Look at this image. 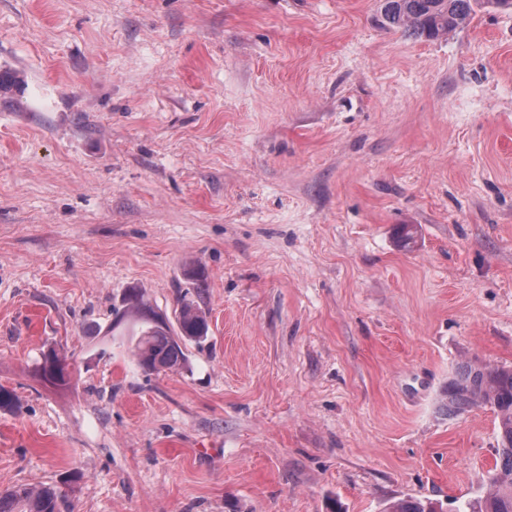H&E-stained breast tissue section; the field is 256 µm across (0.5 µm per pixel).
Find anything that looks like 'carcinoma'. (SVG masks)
<instances>
[{
    "label": "carcinoma",
    "mask_w": 512,
    "mask_h": 512,
    "mask_svg": "<svg viewBox=\"0 0 512 512\" xmlns=\"http://www.w3.org/2000/svg\"><path fill=\"white\" fill-rule=\"evenodd\" d=\"M504 5L508 0H380V22L386 29L436 40L467 25L473 5ZM201 293L183 296L174 320L159 315L141 290L128 289L123 310L116 312L110 334L126 336L135 364L148 373L182 369L187 364L186 343L201 342L209 332ZM41 376L67 384L71 371L67 357L53 347L42 352ZM489 406L498 420L496 464L483 496L456 512H512V368L466 363L448 382L443 407L450 416ZM66 496L53 487L16 486L0 493V512H66ZM382 512H441L429 500L399 499Z\"/></svg>",
    "instance_id": "carcinoma-1"
}]
</instances>
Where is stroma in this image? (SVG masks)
Listing matches in <instances>:
<instances>
[{
  "instance_id": "1",
  "label": "stroma",
  "mask_w": 512,
  "mask_h": 512,
  "mask_svg": "<svg viewBox=\"0 0 512 512\" xmlns=\"http://www.w3.org/2000/svg\"><path fill=\"white\" fill-rule=\"evenodd\" d=\"M379 0H0V491L74 512H382L476 498L512 366V9L438 41ZM413 228L402 238V225ZM186 368L110 335L127 288ZM72 382H45V346ZM188 294L175 310V324L159 315L140 289L130 288L123 297V310L116 312L110 334L129 336L135 364L144 372L159 374L184 368L186 343H199L208 335L209 322L200 303L201 293L196 292V299ZM490 406L498 420L496 464L482 497L456 512H512V368L466 363L448 382L443 407L448 416ZM66 496L53 487L16 486L0 493V512L68 511ZM442 508L429 500L414 498L399 499L382 510V512H439Z\"/></svg>"
}]
</instances>
